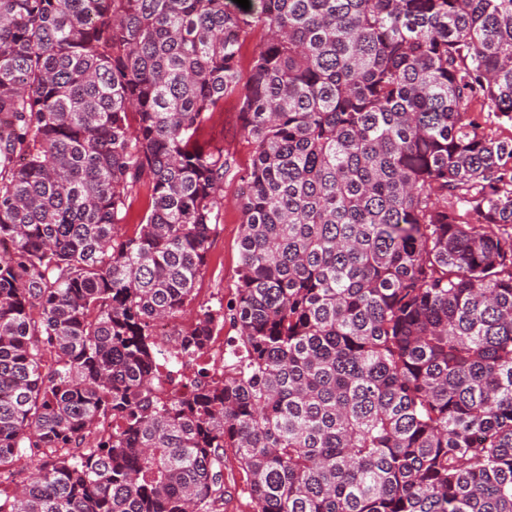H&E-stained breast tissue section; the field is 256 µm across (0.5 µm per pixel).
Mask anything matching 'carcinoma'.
Masks as SVG:
<instances>
[{"label": "carcinoma", "mask_w": 512, "mask_h": 512, "mask_svg": "<svg viewBox=\"0 0 512 512\" xmlns=\"http://www.w3.org/2000/svg\"><path fill=\"white\" fill-rule=\"evenodd\" d=\"M249 2L0 0V512H512V0ZM264 40V33L261 29L255 30L243 43L240 51V74L242 82H246L251 74V62L255 53L259 50ZM241 103L238 95L224 98V112L215 113L207 126L206 137L213 144L224 147V156L230 157L235 164V177L224 181V215L223 221L214 230L209 249L208 269L198 283L196 299L180 324L188 323L198 303L210 301L216 296L224 295V300L235 292L239 278L242 215L239 208L240 176L244 175L250 165L253 145L243 130ZM195 307V308H194ZM226 466L227 469L225 470V474L228 475L231 482H235L236 493L234 498L226 506L225 512H249L251 507L246 486V476L239 469L238 464L234 460L232 454H228V461Z\"/></svg>", "instance_id": "1"}]
</instances>
